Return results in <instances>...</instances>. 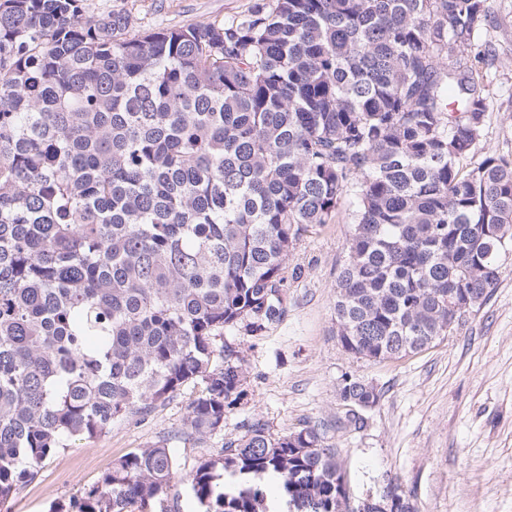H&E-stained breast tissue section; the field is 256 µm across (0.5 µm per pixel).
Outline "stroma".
Masks as SVG:
<instances>
[{
    "instance_id": "1",
    "label": "stroma",
    "mask_w": 512,
    "mask_h": 512,
    "mask_svg": "<svg viewBox=\"0 0 512 512\" xmlns=\"http://www.w3.org/2000/svg\"><path fill=\"white\" fill-rule=\"evenodd\" d=\"M91 12L132 8L139 25L156 29L210 22L244 11L250 0H86ZM502 61L490 87L486 150L512 152V0H490ZM355 208L345 198L333 223L305 234L289 256L297 276L288 284V314L264 336L238 337L249 365V396L224 418L220 435H185L188 388L164 407L78 439L45 459L36 477L0 504V512H49L56 501L81 496L113 461L164 440L181 464L157 512H196L188 476L198 457L215 455L262 421L275 436L318 425L336 448L349 501L379 499L399 486L417 512H512V249L499 253L500 277L486 300L443 341L384 362L357 359L336 338V278ZM352 374L381 392L367 424L343 427L338 396Z\"/></svg>"
}]
</instances>
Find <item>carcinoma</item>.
Here are the masks:
<instances>
[{"instance_id":"1","label":"carcinoma","mask_w":512,"mask_h":512,"mask_svg":"<svg viewBox=\"0 0 512 512\" xmlns=\"http://www.w3.org/2000/svg\"><path fill=\"white\" fill-rule=\"evenodd\" d=\"M82 0H0V503L76 438L187 387V434L248 396L228 337L288 314V257L356 201L336 336L358 359L433 347L499 280L512 156L485 152L488 0H251L135 33ZM366 425L380 391L339 385ZM167 443L50 512H151ZM274 479L280 499L268 500ZM196 512H359L313 424L252 423L191 474ZM365 512H414L396 488Z\"/></svg>"}]
</instances>
